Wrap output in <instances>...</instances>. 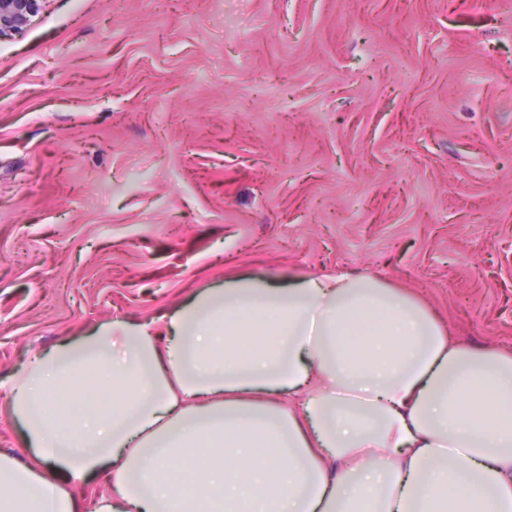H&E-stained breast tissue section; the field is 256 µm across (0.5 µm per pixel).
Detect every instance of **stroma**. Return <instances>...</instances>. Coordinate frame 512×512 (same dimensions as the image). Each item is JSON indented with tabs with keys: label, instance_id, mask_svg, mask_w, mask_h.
Here are the masks:
<instances>
[{
	"label": "stroma",
	"instance_id": "35a3bbf8",
	"mask_svg": "<svg viewBox=\"0 0 512 512\" xmlns=\"http://www.w3.org/2000/svg\"><path fill=\"white\" fill-rule=\"evenodd\" d=\"M355 268L512 348V0H43L0 41V450L60 339Z\"/></svg>",
	"mask_w": 512,
	"mask_h": 512
}]
</instances>
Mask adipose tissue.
<instances>
[{
  "mask_svg": "<svg viewBox=\"0 0 512 512\" xmlns=\"http://www.w3.org/2000/svg\"><path fill=\"white\" fill-rule=\"evenodd\" d=\"M0 512H512V349L369 270L244 275L10 380Z\"/></svg>",
  "mask_w": 512,
  "mask_h": 512,
  "instance_id": "adipose-tissue-1",
  "label": "adipose tissue"
}]
</instances>
